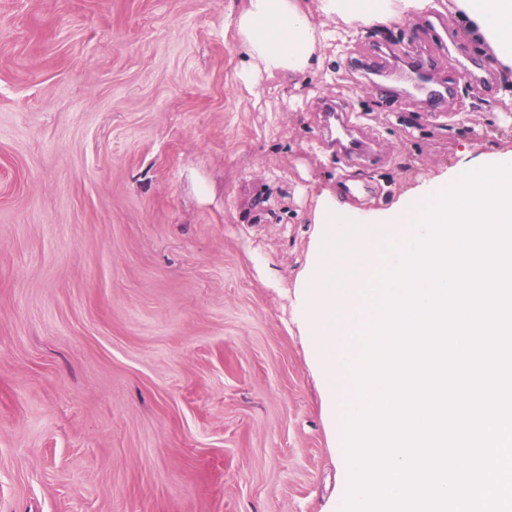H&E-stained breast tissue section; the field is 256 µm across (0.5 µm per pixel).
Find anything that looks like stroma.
Returning <instances> with one entry per match:
<instances>
[{"mask_svg":"<svg viewBox=\"0 0 512 512\" xmlns=\"http://www.w3.org/2000/svg\"><path fill=\"white\" fill-rule=\"evenodd\" d=\"M246 0H0V512H329L316 374L285 296L314 195L384 210L461 145L512 149V74L456 22L432 117L336 41L300 87L236 81ZM336 100L367 137L329 151ZM353 196H346L344 186Z\"/></svg>","mask_w":512,"mask_h":512,"instance_id":"obj_1","label":"stroma"}]
</instances>
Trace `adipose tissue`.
Instances as JSON below:
<instances>
[{
  "label": "adipose tissue",
  "instance_id": "obj_1",
  "mask_svg": "<svg viewBox=\"0 0 512 512\" xmlns=\"http://www.w3.org/2000/svg\"><path fill=\"white\" fill-rule=\"evenodd\" d=\"M247 0L231 22L244 54L237 73L246 86L298 80L322 63L332 38L328 22L360 31L420 15L433 0ZM448 12L499 66L512 71V0H448Z\"/></svg>",
  "mask_w": 512,
  "mask_h": 512
}]
</instances>
